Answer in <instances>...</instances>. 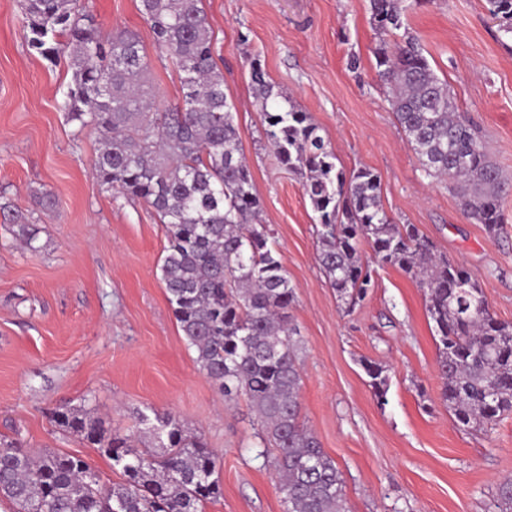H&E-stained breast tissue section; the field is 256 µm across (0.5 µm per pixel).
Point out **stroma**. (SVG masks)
Masks as SVG:
<instances>
[{
	"instance_id": "35a3bbf8",
	"label": "stroma",
	"mask_w": 512,
	"mask_h": 512,
	"mask_svg": "<svg viewBox=\"0 0 512 512\" xmlns=\"http://www.w3.org/2000/svg\"><path fill=\"white\" fill-rule=\"evenodd\" d=\"M80 6L102 34L136 32L158 104L179 100L178 75L139 0ZM406 6V28L509 181L499 236L467 216L447 182L422 172L378 77L369 0H203L260 219L295 295L302 417L342 473L349 512H498V485L512 479V415L481 433L455 425L439 398L423 292L400 269L374 264L375 288L344 308L319 266L302 179L275 159L251 86L257 60L275 91L308 113L345 172L377 174L393 221L415 225L464 264L491 312L512 322V36L487 0ZM71 79L68 58L52 64L29 50L20 0H0V203L31 214L39 230L32 252L0 223V434H18L37 452L83 456L110 484L121 479L111 460L57 430L49 410L88 406L143 448L154 437L139 413L172 412L221 458L223 494L203 512H285L272 467L253 450L246 401L225 400L185 344L160 279L164 225L94 174L98 136L62 109ZM46 190L55 197L48 210L38 203ZM366 359L385 367V403L373 394Z\"/></svg>"
}]
</instances>
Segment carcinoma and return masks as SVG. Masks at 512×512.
<instances>
[{
  "instance_id": "cac0c4a2",
  "label": "carcinoma",
  "mask_w": 512,
  "mask_h": 512,
  "mask_svg": "<svg viewBox=\"0 0 512 512\" xmlns=\"http://www.w3.org/2000/svg\"><path fill=\"white\" fill-rule=\"evenodd\" d=\"M512 34V0H488ZM379 47L378 76L391 90L395 118L425 176L446 179L467 214L499 235L506 180L477 127L458 111L448 83L434 73L419 40L395 38L405 0H370ZM28 46L55 63L70 53L72 81L62 107L91 126L101 142L100 182L144 201L165 225L161 280L196 363L228 400L246 398L256 416L257 456H272L287 512H346L341 471L301 415L299 331L287 270L260 224L251 171L240 148L234 104L213 57V32L202 0H140L157 45L181 77L180 102L156 107L149 65L137 35L102 36L77 0H22ZM250 79L261 102L267 140L279 162L303 177L316 213L317 258L339 300L352 307L372 287L359 244L397 267L424 292L433 323L440 398L457 423L483 430L512 413V322L495 317L479 281L435 252L412 224H396L381 204L380 180L368 169L346 175L307 113L273 92L262 67ZM0 211L35 252L32 217ZM364 370L379 402L384 367ZM59 430L80 438L120 467L106 484L83 457L34 452L0 435V501L13 512H202L222 495L217 457L180 416L142 412L156 446L139 449L110 432L83 406L49 412ZM499 512H512V480L500 483Z\"/></svg>"
}]
</instances>
